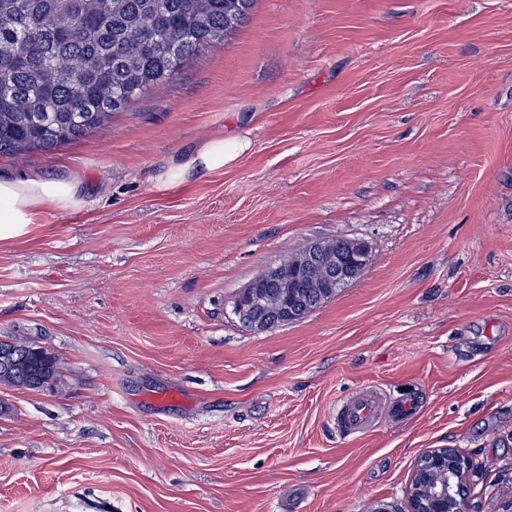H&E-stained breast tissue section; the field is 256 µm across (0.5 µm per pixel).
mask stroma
Masks as SVG:
<instances>
[{
    "label": "stroma",
    "mask_w": 512,
    "mask_h": 512,
    "mask_svg": "<svg viewBox=\"0 0 512 512\" xmlns=\"http://www.w3.org/2000/svg\"><path fill=\"white\" fill-rule=\"evenodd\" d=\"M216 137L240 155L161 186ZM78 184L0 238V339L58 358L0 388V512H405L418 455L512 504V0H257L165 88L0 177ZM364 271L300 321L240 290L316 241ZM366 387L413 398L336 430Z\"/></svg>",
    "instance_id": "1"
}]
</instances>
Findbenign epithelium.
<instances>
[{
    "label": "benign epithelium",
    "mask_w": 512,
    "mask_h": 512,
    "mask_svg": "<svg viewBox=\"0 0 512 512\" xmlns=\"http://www.w3.org/2000/svg\"><path fill=\"white\" fill-rule=\"evenodd\" d=\"M369 260V247L361 240L313 242L297 259L264 272L236 297V311L248 327L265 331L303 319L307 310L332 298L337 290L356 279ZM418 459L425 466L423 487L409 494V512H437L445 504L446 512H469V497L456 494L457 487L468 486L474 470L471 458L456 448H427ZM452 472L450 485L440 479H428L431 472Z\"/></svg>",
    "instance_id": "benign-epithelium-1"
}]
</instances>
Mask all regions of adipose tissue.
Here are the masks:
<instances>
[{
  "instance_id": "adipose-tissue-1",
  "label": "adipose tissue",
  "mask_w": 512,
  "mask_h": 512,
  "mask_svg": "<svg viewBox=\"0 0 512 512\" xmlns=\"http://www.w3.org/2000/svg\"><path fill=\"white\" fill-rule=\"evenodd\" d=\"M243 144L236 139L217 138L209 141L197 152L172 166L162 177L170 184L186 179L192 172H208L223 169L242 150ZM79 192L77 184L51 182L37 176L23 180L0 178V237L10 234L14 228L32 221L34 209L45 201L74 202Z\"/></svg>"
}]
</instances>
